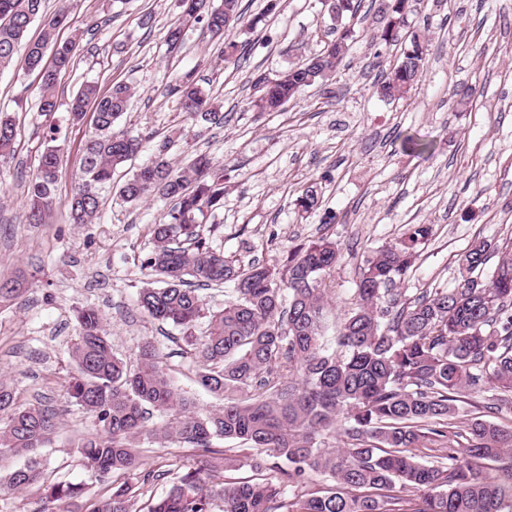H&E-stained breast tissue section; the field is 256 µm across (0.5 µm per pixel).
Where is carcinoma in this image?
Returning a JSON list of instances; mask_svg holds the SVG:
<instances>
[{
    "label": "carcinoma",
    "instance_id": "obj_1",
    "mask_svg": "<svg viewBox=\"0 0 512 512\" xmlns=\"http://www.w3.org/2000/svg\"><path fill=\"white\" fill-rule=\"evenodd\" d=\"M44 0H0V70L21 64L40 75L39 109L57 108L58 74L71 67L79 44L59 42L67 9L43 15ZM385 20L379 39L404 43L401 61L378 83L382 98L408 96L424 72L425 40L404 36L393 20L412 0H381ZM182 15L166 34L170 48L183 43L184 30L203 24L210 38L224 41V58L236 56L228 32L239 21V0H181ZM333 38L322 50L292 63L276 77L252 80V106L280 112L303 91L318 86L336 97V67L348 50L355 0H329ZM38 37L16 53L36 19ZM52 53L44 64L46 52ZM180 111L224 124V113L188 72L169 85ZM135 88L119 82L106 92L84 86L70 100L72 120L95 105L93 132L82 149L80 170L67 201L73 223H92L100 213L99 190L141 148L140 140L115 130L128 111ZM15 122L0 115V160L13 155ZM61 150L46 149L27 187L30 224H45L57 205ZM125 203L158 196L172 202L153 227V250L141 262L146 281L137 304L160 326L183 333L196 363L195 382L222 399L216 410H199L183 398L161 361L158 344L137 346L136 364L117 357L104 333L100 311L77 310L78 334L71 347L75 372L66 395L89 420L74 443L105 494L88 495L84 482L45 483L39 451L56 433L55 414L18 400L0 380V452L25 457L7 484L34 488L44 507L37 512H133L138 490L171 479L169 490L151 499L147 512H512V425L462 410L465 399L482 398L499 412L512 403V257L503 256L489 279L481 278L492 249L473 241L463 253L467 273L450 290L409 299L399 289L410 277L430 227L415 224L393 244L381 247L360 267L350 306L325 340L330 278L340 259L338 244L326 237L301 244L282 264L244 265L212 248L199 218L224 206V169L198 155L177 168L160 153L118 189ZM314 186L303 189L297 206L318 205ZM231 285L234 296L217 310L206 308L201 291ZM26 287L0 283V303L19 299ZM206 329L195 334L200 319ZM217 440L240 447L220 450ZM448 452L430 464L419 448ZM191 448L193 466L144 468L142 445ZM277 462L280 483L231 481L208 484L211 471L248 467L255 472ZM488 462H500L495 474ZM411 489L417 498L395 494ZM304 489L289 497L286 490Z\"/></svg>",
    "mask_w": 512,
    "mask_h": 512
}]
</instances>
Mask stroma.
Here are the masks:
<instances>
[{
    "label": "stroma",
    "mask_w": 512,
    "mask_h": 512,
    "mask_svg": "<svg viewBox=\"0 0 512 512\" xmlns=\"http://www.w3.org/2000/svg\"><path fill=\"white\" fill-rule=\"evenodd\" d=\"M266 5L241 0L242 20L230 32L240 55L228 62L223 45L198 26L169 51L165 34L178 18V0H45L46 13L68 10L60 40L81 38L73 65L58 77V110L39 112L38 73L0 71V112L17 124L15 154L0 163V279L36 280L20 299L0 306V379L15 386L21 401L58 413L57 432L40 451L46 482L89 479L72 445L88 421L65 394L79 308L101 311L118 357L134 362L138 344L156 340L182 396L201 409L221 404L196 385L179 330L158 327L137 307L141 262L167 202L152 198L133 207L107 190L95 223L69 220L64 201L93 118L72 122L65 105L84 84L104 92L124 81L137 90L117 127L142 138L143 148L115 173V183L161 152L180 167L197 153L223 165L224 206L204 219L213 248L245 264H273L299 244L335 240L342 257L330 318L349 301L363 259L412 225H429L430 235L405 283L410 297L456 287L459 259L474 240L512 253V0H416L406 22L425 37V71L407 98L393 102L375 88L380 74L400 62L401 49L376 38L378 0H357L336 100L310 88L283 111L257 112L250 105L253 77L318 53L332 25L322 0H280L271 14ZM145 14L152 17L147 28L139 25ZM258 15L262 23L249 29ZM189 70L207 82L223 125L186 121L168 95ZM463 85L476 90L464 107L453 95ZM179 127L183 137L170 141ZM410 134L431 142L428 156L404 148ZM53 144L63 152L58 205L48 223L30 224L25 183ZM313 183L321 205L306 214L295 200Z\"/></svg>",
    "instance_id": "obj_1"
}]
</instances>
